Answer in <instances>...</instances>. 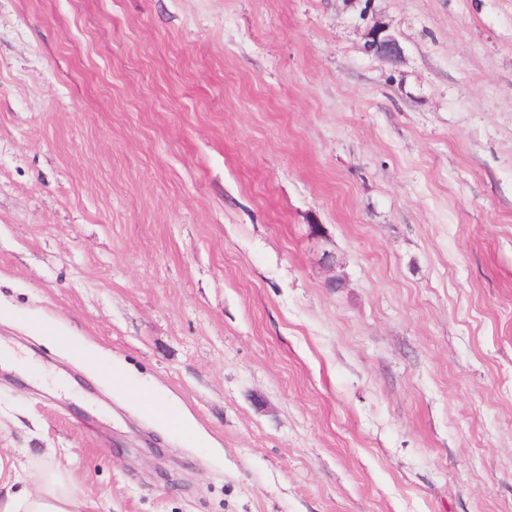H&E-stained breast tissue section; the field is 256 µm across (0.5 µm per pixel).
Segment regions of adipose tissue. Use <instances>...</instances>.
Wrapping results in <instances>:
<instances>
[{
    "mask_svg": "<svg viewBox=\"0 0 512 512\" xmlns=\"http://www.w3.org/2000/svg\"><path fill=\"white\" fill-rule=\"evenodd\" d=\"M6 458L0 457V512H88L91 500L80 494L57 471L42 472L32 492L10 493Z\"/></svg>",
    "mask_w": 512,
    "mask_h": 512,
    "instance_id": "1",
    "label": "adipose tissue"
}]
</instances>
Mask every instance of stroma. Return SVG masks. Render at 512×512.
<instances>
[{
	"instance_id": "1",
	"label": "stroma",
	"mask_w": 512,
	"mask_h": 512,
	"mask_svg": "<svg viewBox=\"0 0 512 512\" xmlns=\"http://www.w3.org/2000/svg\"><path fill=\"white\" fill-rule=\"evenodd\" d=\"M4 346L19 490L512 512V0H0ZM369 51L379 59L395 61L403 52L399 41L381 27L370 29L368 32Z\"/></svg>"
}]
</instances>
